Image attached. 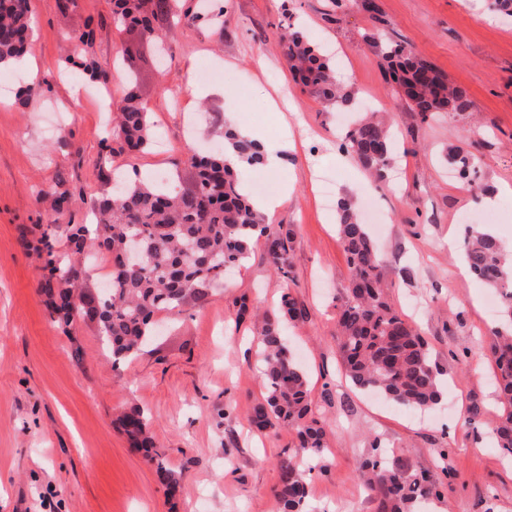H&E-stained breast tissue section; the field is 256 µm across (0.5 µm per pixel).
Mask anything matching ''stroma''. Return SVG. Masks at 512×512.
<instances>
[{
  "instance_id": "stroma-1",
  "label": "stroma",
  "mask_w": 512,
  "mask_h": 512,
  "mask_svg": "<svg viewBox=\"0 0 512 512\" xmlns=\"http://www.w3.org/2000/svg\"><path fill=\"white\" fill-rule=\"evenodd\" d=\"M208 0L223 27L163 21L162 39L128 32L112 19V0H31V68H1L0 80V512H273L277 466L294 448V431L250 427L264 391L251 322L237 323L236 302L274 307L283 283L255 244L252 259L216 284L203 307L163 315L165 331L121 369H113L93 326L51 323L38 288L43 265L20 241L21 226L85 224L108 190L100 157L123 176L187 175L193 152L224 144L226 113H236L263 148L279 149L278 168H254L284 203L269 216L292 226V293L307 310L288 331L307 373L312 409L326 423L321 467L309 482L308 512H378L355 478L373 441L428 473L445 488L431 512H512V464L487 440L498 405L487 352L499 307L489 287L461 272L468 228H484L512 252V18L494 0ZM336 53L337 73L356 102L387 112L396 137L387 188L343 155L338 106L301 91L292 79L276 25L283 15ZM90 32L88 51L113 72L136 56V84L150 114L153 146L120 150L112 110L126 82L68 77L65 57ZM403 41L467 90L468 111L428 120L395 94L371 38ZM210 63L216 78L196 85L187 110L175 111L172 88ZM41 85L16 100L19 81ZM168 142L160 150V142ZM479 158L459 178L450 148ZM332 184L323 197L320 178ZM74 194L61 214L40 200L57 179ZM375 193L385 216L374 236L390 299L414 320L440 366L448 394L420 414L370 398L343 375L335 338L336 308L349 282L336 234L340 199L362 207ZM81 360H74V348ZM143 408L157 450L183 479L169 494L155 463L131 447L116 423ZM448 451L438 463L436 449Z\"/></svg>"
}]
</instances>
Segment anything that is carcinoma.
Masks as SVG:
<instances>
[{
  "label": "carcinoma",
  "mask_w": 512,
  "mask_h": 512,
  "mask_svg": "<svg viewBox=\"0 0 512 512\" xmlns=\"http://www.w3.org/2000/svg\"><path fill=\"white\" fill-rule=\"evenodd\" d=\"M174 0H112V17L120 25L140 28L154 38L156 21L173 13ZM277 33L294 81L302 90L340 107L353 97L336 80L331 56L313 45L288 23ZM31 36L29 0H0V65L23 57ZM406 105L422 119L471 107L467 92L448 84V78L401 42H372ZM112 137L131 152L150 145V118L139 95L123 99L112 127ZM225 150L236 152L248 167L263 166L262 146L241 138L233 129L224 132ZM393 139L387 118L372 112L344 137L342 148L376 184L387 178ZM448 163L462 176L476 167L475 157L458 147ZM191 184L167 190L142 182L118 181L110 194L93 207V224H48L41 228L38 248L44 256L39 287L48 296L50 320L69 325L74 311L89 320L112 368L130 361L155 335L161 312L204 306L212 286L224 281L231 269L244 265L255 236L265 239V257L282 280L292 279L291 232L266 224L253 208L251 197L239 185L237 168L225 154L191 155ZM58 212L69 209L73 194L58 179L47 194ZM337 234L347 254L349 284L336 318V336L346 376L363 392L415 411L433 408L447 385L439 366L416 325L390 301L380 272V259L366 225L349 200L338 204ZM139 255L127 256L131 240ZM470 273L502 295L506 323L495 329L489 351L496 367L499 411L488 434L504 455L512 456V256L488 232L475 229L461 243ZM111 258L112 272L101 299L87 285L86 263L92 256ZM307 311L289 291L279 305L256 324L257 347L263 361L265 392L252 407L251 425L260 432L288 424L296 431V450L279 460L275 490L277 512H307L308 487L302 462H317L326 448L324 426L311 416L308 378L289 353L284 332L288 324L305 320ZM120 424L133 448L156 464L159 480L169 493L180 486V475L155 450L149 417L132 407ZM358 479L379 499L380 512H418L425 501L441 497L427 474L391 457L378 443L358 467Z\"/></svg>",
  "instance_id": "cac0c4a2"
}]
</instances>
